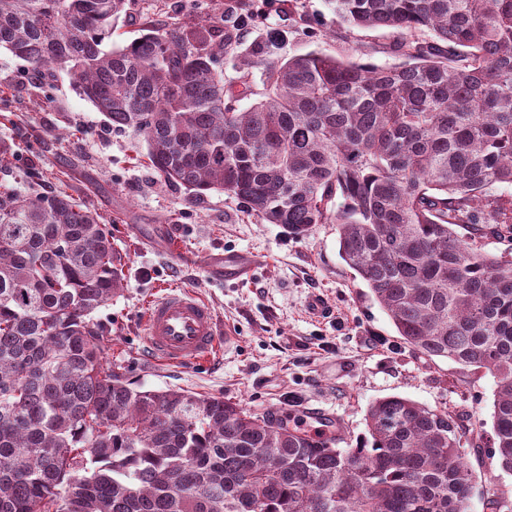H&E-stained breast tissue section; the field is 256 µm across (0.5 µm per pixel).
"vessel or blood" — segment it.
Returning <instances> with one entry per match:
<instances>
[{
  "instance_id": "vessel-or-blood-1",
  "label": "vessel or blood",
  "mask_w": 512,
  "mask_h": 512,
  "mask_svg": "<svg viewBox=\"0 0 512 512\" xmlns=\"http://www.w3.org/2000/svg\"><path fill=\"white\" fill-rule=\"evenodd\" d=\"M213 274L238 279L251 266L236 256L211 259ZM146 341L154 357L169 364L210 362L220 337L212 306L194 291L174 288L150 303L143 316Z\"/></svg>"
}]
</instances>
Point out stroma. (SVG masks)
<instances>
[{
  "label": "stroma",
  "mask_w": 512,
  "mask_h": 512,
  "mask_svg": "<svg viewBox=\"0 0 512 512\" xmlns=\"http://www.w3.org/2000/svg\"><path fill=\"white\" fill-rule=\"evenodd\" d=\"M259 20L242 28V46L268 58L315 50L393 65L400 58L390 29L362 30L337 21L327 0H248ZM130 15L192 26L222 15L224 0H130ZM0 139L12 146L0 161V184L30 194L59 190L85 201L112 232L124 256L123 288L92 318L101 324L127 379L145 389H184L224 398L251 411L306 416L320 411L341 422L350 445L366 434L365 415L397 395L448 412L474 428L467 458L474 472L472 512L497 494L512 512V474L491 453L495 382L490 374L429 358L398 336L366 285L339 255L335 225L317 224L303 237L248 216L234 197L211 191L190 198L146 164V144L113 129L65 76L35 75L0 49ZM178 239L196 258L178 264L162 241ZM255 261L249 277L227 280L205 266L213 254ZM197 292L215 310L223 338L208 365H169L147 348L145 305L170 288ZM320 297L326 317L312 314Z\"/></svg>",
  "instance_id": "stroma-1"
}]
</instances>
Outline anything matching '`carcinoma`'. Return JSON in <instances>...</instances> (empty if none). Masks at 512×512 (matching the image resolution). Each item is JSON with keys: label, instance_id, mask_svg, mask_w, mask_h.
I'll use <instances>...</instances> for the list:
<instances>
[{"label": "carcinoma", "instance_id": "cac0c4a2", "mask_svg": "<svg viewBox=\"0 0 512 512\" xmlns=\"http://www.w3.org/2000/svg\"><path fill=\"white\" fill-rule=\"evenodd\" d=\"M353 28L397 33L399 64L240 48L243 0L195 27L126 0H0V48L65 74L151 168L300 237L336 225L339 254L398 336L496 379L494 454L512 473V260L463 240L512 235V0H328ZM262 70L241 109L223 60ZM122 256L87 205L0 191V512H470L473 431L392 395L345 448L221 397L144 390L107 362L92 313Z\"/></svg>", "mask_w": 512, "mask_h": 512}]
</instances>
